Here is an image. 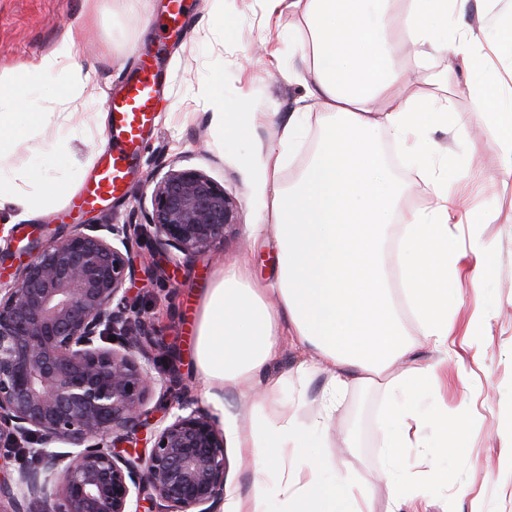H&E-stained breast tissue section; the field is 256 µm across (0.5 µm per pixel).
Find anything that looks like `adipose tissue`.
<instances>
[{
  "label": "adipose tissue",
  "instance_id": "adipose-tissue-1",
  "mask_svg": "<svg viewBox=\"0 0 512 512\" xmlns=\"http://www.w3.org/2000/svg\"><path fill=\"white\" fill-rule=\"evenodd\" d=\"M500 0H274L301 18L298 74L305 95L281 130L282 144L303 135L310 110H318L322 132L311 163L289 190L273 187L265 207L274 221L278 251L275 280L251 279L247 266L217 270L206 288L196 325L197 366L212 386L248 397L265 377L280 332L296 336L308 362L330 373L311 425L295 413L270 415L260 403L234 419L236 446L250 456L262 481L227 512H373L367 487L355 481L352 465L325 457L314 434L336 409V398L352 386L387 378L389 395L380 422L386 439L376 475L389 490L388 512L415 497V482L401 455L413 446L410 429L435 421L447 434L424 444L425 461L466 457L465 434L447 413L427 410L422 400L445 361L422 363L416 332L434 345L448 340L451 308L459 306L463 274L485 293L490 247H457L452 226L484 223L485 211L465 208L447 174L437 168L433 126L458 133L476 126L494 133L497 170L489 182L512 179V7ZM481 23L473 25L469 11ZM441 55L444 65L431 79L434 93L404 94L406 58ZM463 71L468 112L455 111L448 77ZM0 86V212L34 215L69 195L55 168H25L4 160L27 129L69 126V113L44 112L37 86ZM71 138L81 136L69 126ZM389 133L408 164L429 189L421 208L405 206V192L380 153V133ZM394 243L401 288L385 269L366 281L351 276L353 250L378 258L384 240ZM276 304H269L268 294ZM411 321H404V314Z\"/></svg>",
  "mask_w": 512,
  "mask_h": 512
}]
</instances>
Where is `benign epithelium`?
<instances>
[{
	"mask_svg": "<svg viewBox=\"0 0 512 512\" xmlns=\"http://www.w3.org/2000/svg\"><path fill=\"white\" fill-rule=\"evenodd\" d=\"M145 218L155 246L193 257L223 245L238 211L205 173L171 168L155 179ZM137 236L136 224L78 226L31 244L14 283H0V445L24 442L36 459L0 478V512L37 499L51 512H131L133 499L147 512H221L224 433L188 390L150 450L133 446L152 383L137 353L166 356L154 326L132 319ZM108 336L120 348L101 345Z\"/></svg>",
	"mask_w": 512,
	"mask_h": 512,
	"instance_id": "benign-epithelium-1",
	"label": "benign epithelium"
}]
</instances>
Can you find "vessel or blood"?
<instances>
[{
  "label": "vessel or blood",
  "mask_w": 512,
  "mask_h": 512,
  "mask_svg": "<svg viewBox=\"0 0 512 512\" xmlns=\"http://www.w3.org/2000/svg\"><path fill=\"white\" fill-rule=\"evenodd\" d=\"M157 92L154 74L145 71L128 86L120 100L112 103L110 140L100 159L98 176L73 198L72 207H92L120 192L128 174V157L152 126Z\"/></svg>",
  "instance_id": "b4317fda"
}]
</instances>
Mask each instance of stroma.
<instances>
[{
    "instance_id": "35a3bbf8",
    "label": "stroma",
    "mask_w": 512,
    "mask_h": 512,
    "mask_svg": "<svg viewBox=\"0 0 512 512\" xmlns=\"http://www.w3.org/2000/svg\"><path fill=\"white\" fill-rule=\"evenodd\" d=\"M182 0V25L170 26V0H149L146 13L129 14L125 0H0V79L11 80L21 65L49 53L66 35L82 44L75 65L62 80H92L106 87V97L89 102L80 98L65 104L73 125L83 131L70 139L55 128L29 131L11 157L14 164H31L43 154L73 156L96 175L107 141L98 128V113L119 97L147 61L156 76L158 97L153 129L134 155L123 191L111 203L69 209L54 205L26 219L0 214V272L14 271L24 258L21 251L36 239L71 232L76 224H140L150 205L152 179L169 166L194 168L224 185L238 207V222L221 248L195 257L154 250L149 241L133 245L135 279L129 298L139 316L149 319L168 350L167 359L152 363L156 382L151 388L138 439L148 442L157 419L176 412L179 391L169 390L171 370H178L200 406L220 417L229 428V416L241 411L237 395L209 386L195 366L193 325L214 270L247 259L253 278L272 280L277 263L273 236L267 227L266 193L258 166L268 154L281 156L278 182L292 185L314 154L321 130L310 123L294 148L280 143V132L303 95V88L288 68L298 60L297 15L272 11L269 0ZM221 80L231 102L248 106L254 116L245 136L229 142L215 125L213 80ZM449 174L469 167L493 171L495 151L482 146L470 150L469 136L432 133ZM464 239L494 250L495 314L484 335L472 336L466 349L451 345L448 370L428 388L431 400L449 417L462 422L469 444V459L451 470L446 485L432 488L419 478L418 495L439 493L441 502L430 512H512V469L504 467L507 441L502 435L512 426V224L499 221L463 226ZM301 348L282 336L280 352L268 374L281 384L269 397L275 410L296 411L308 423L318 409L326 372H303ZM386 401L380 387H352L333 414L334 436L326 450L335 461L349 458L359 480L372 486L374 512H387L388 489L375 475L383 459L379 421ZM347 434L354 446L343 455L336 440ZM471 492L458 497L457 484Z\"/></svg>"
}]
</instances>
